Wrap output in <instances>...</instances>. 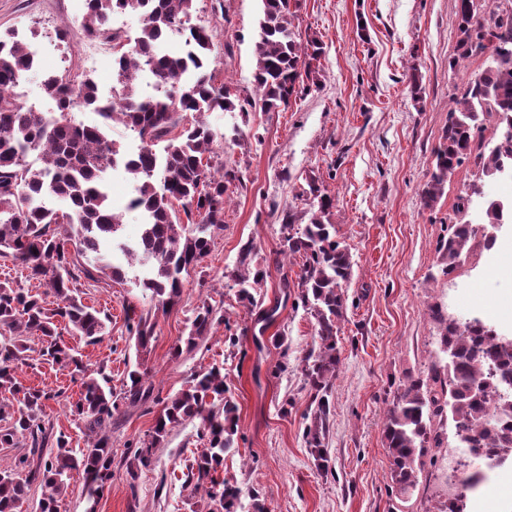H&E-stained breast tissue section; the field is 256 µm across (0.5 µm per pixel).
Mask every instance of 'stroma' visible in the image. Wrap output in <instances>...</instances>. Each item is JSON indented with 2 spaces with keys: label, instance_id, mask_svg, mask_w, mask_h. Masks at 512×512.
<instances>
[{
  "label": "stroma",
  "instance_id": "35a3bbf8",
  "mask_svg": "<svg viewBox=\"0 0 512 512\" xmlns=\"http://www.w3.org/2000/svg\"><path fill=\"white\" fill-rule=\"evenodd\" d=\"M456 11L457 0H300L294 20L299 40L315 38L324 47L317 85L296 89L279 112L205 115L218 134L214 165L235 171L239 180L228 190L224 229L186 276L180 303L158 314L145 366L164 398L184 388L191 374L223 368L238 432L220 477L241 492L257 493L264 512H432L448 497L443 457L426 464L414 490L398 494L382 438L388 403L408 377L428 373L438 334L432 306L512 333V224L497 233L502 254L475 248L451 275L442 274L437 250L456 220L458 196L471 184L483 183L486 197L500 201H512V191L502 180H482L468 160L433 207L420 198L450 104L490 61L484 55L454 63ZM259 13V0H195L193 23L213 31L215 80L243 97L258 95ZM83 16L84 0H0V34L31 32L46 46L28 80V102L36 108H55L42 88L52 74L91 78L106 95L115 87L116 55L92 57L81 34ZM413 72L422 85L417 98L409 86ZM312 180L333 198L336 238L355 261L337 336L341 363L328 396L323 466L304 438L312 392L302 358L314 346L315 332L298 305L303 260L279 253L282 220L308 209L303 191ZM106 187L110 206L124 214L123 237L138 238L141 218L124 210L135 188L132 177L108 171ZM248 242L252 265L268 272L256 293L258 310L238 302L229 278ZM123 270L122 282L104 278L81 286L85 303L108 315V336L87 345L70 331L62 333L85 363L104 368L116 388L137 362L126 309L154 308L139 286L143 269L127 264ZM205 302L222 304L223 322L194 351L175 355L189 318ZM271 307L275 321L262 324V309ZM277 336L284 337L283 346H275ZM17 378L23 386L54 392L46 420L69 435L72 447H84L70 414L80 385L68 369L37 360L21 367ZM155 419L142 409L120 407L112 419L111 481L93 498L83 473L73 472L59 512H199L202 500L185 481L205 447L197 423L172 428L136 479L126 473L127 445L146 439Z\"/></svg>",
  "mask_w": 512,
  "mask_h": 512
}]
</instances>
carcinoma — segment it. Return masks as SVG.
<instances>
[{
    "label": "carcinoma",
    "mask_w": 512,
    "mask_h": 512,
    "mask_svg": "<svg viewBox=\"0 0 512 512\" xmlns=\"http://www.w3.org/2000/svg\"><path fill=\"white\" fill-rule=\"evenodd\" d=\"M195 0H85L83 33L94 37L106 30L117 11L138 15L141 31L137 44L121 47L115 60L119 100L100 109L101 123L85 125L69 118L78 106L95 108L98 88L93 80H77L70 73L44 80L45 93L57 104L58 115L47 117L24 105L10 90L14 81L32 70L27 49L12 34L0 36V257L9 258L27 271V277L48 286L55 302L31 295L10 282H0V394L13 400L0 401V447L24 448L26 452L0 463V512H18L31 485L39 482L41 497L37 512H58V502L70 474H85L89 494L104 490L112 479V439L109 428L120 403L144 405L154 386L140 367L127 372L120 392L99 367L91 370L58 333L64 322L90 344L106 335L108 316L82 300L81 278L112 281L124 278L122 268L107 257L115 252L129 263H152L139 279L141 288L156 301L155 311L167 313L182 295L183 278L199 266L211 249L215 234L224 228L227 184L237 180L232 171H214L211 162L217 133L203 120L180 126L185 112L202 115L220 109L233 111L256 106L274 112L288 105L296 85L314 80L312 62L322 55V44L297 41L292 0H260V18L255 39L258 99L237 94L215 81L211 70L212 30L191 23ZM457 61L491 54V63L472 77L461 96L448 110V126L435 151V166L424 183L421 200L432 206L444 193L448 178L469 157L488 179L512 168V139L501 138L489 152L475 146L484 121L498 128L512 126V8L494 14L488 24L477 13L475 0H457ZM184 33L192 46L187 54L158 52L171 35ZM150 69L158 78L157 92L144 99L136 92L139 75ZM119 121L141 141L137 154L123 153L107 135L106 127ZM179 133H174L175 129ZM164 141L163 152L153 146ZM31 154L39 165L27 162ZM123 165L136 181L128 208L144 218L140 237L134 243L121 238L123 215L112 210L102 186L103 173ZM313 196L302 225L286 218L282 228V254L303 258L298 287L302 307L313 320L318 348L303 357V371L315 407L304 436L316 458L324 456L330 411L327 393L340 365L337 350L339 324L345 317V288L353 274L351 252L336 240L330 222L333 199L316 181L308 183ZM52 195L66 203L64 209H43L36 201ZM483 196L477 183L458 197L455 212L464 215L473 198ZM485 223L491 228L512 223V203L484 202ZM483 247L496 237L478 233L469 221L450 227L438 244L442 273L451 274L477 238ZM252 245L240 250L239 266L230 274L238 298L258 307L254 295L267 272L250 268ZM440 328L435 361L426 377L411 379L394 391L382 434L391 457V480L396 491L406 494L418 483L429 452L448 447V437L438 425L454 424L456 447L471 445L512 454V401L499 391L512 381V341L477 319L460 320L432 309ZM224 321L221 308L203 303L190 321L185 348L210 335ZM156 321L151 314L127 310V329L135 337L136 351L147 349ZM41 336L39 358L69 367L80 382V398L71 405L72 416L84 427L86 447L74 452L68 436L46 425L45 402L52 399L45 389L26 388L16 377L28 364L25 338ZM221 369L194 375L186 388L166 400L155 420L150 439L127 448L131 461L127 473L136 478L135 467L151 464L154 449L170 428L199 421L205 451L196 459V473L189 476L192 492L204 489L206 512L241 509L240 490L218 483L213 474L224 466V453L236 434L234 408L225 399ZM51 446L55 451L43 454ZM470 476L459 480L460 491L439 504L437 512H465Z\"/></svg>",
    "instance_id": "1"
}]
</instances>
